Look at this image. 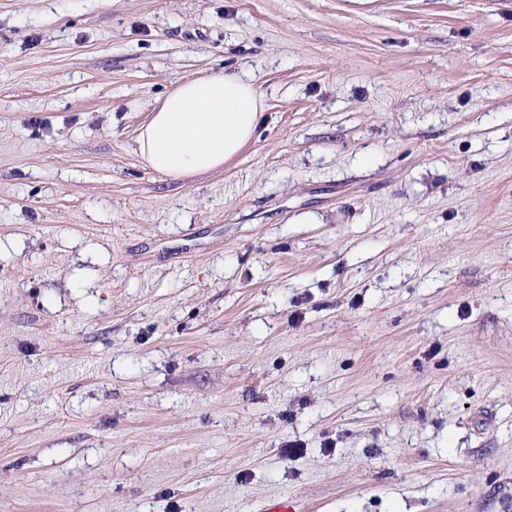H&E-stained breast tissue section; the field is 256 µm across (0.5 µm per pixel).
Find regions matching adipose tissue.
I'll return each instance as SVG.
<instances>
[{
  "label": "adipose tissue",
  "mask_w": 512,
  "mask_h": 512,
  "mask_svg": "<svg viewBox=\"0 0 512 512\" xmlns=\"http://www.w3.org/2000/svg\"><path fill=\"white\" fill-rule=\"evenodd\" d=\"M264 99L239 74L204 73L177 83L135 138L146 166L179 180L223 169L251 141Z\"/></svg>",
  "instance_id": "obj_1"
}]
</instances>
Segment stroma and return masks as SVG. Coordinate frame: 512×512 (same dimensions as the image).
I'll use <instances>...</instances> for the list:
<instances>
[{
	"mask_svg": "<svg viewBox=\"0 0 512 512\" xmlns=\"http://www.w3.org/2000/svg\"><path fill=\"white\" fill-rule=\"evenodd\" d=\"M203 72L265 109L175 181ZM285 497L512 512V0H0V512ZM264 99L240 74L177 83L149 112L135 138L146 166L172 179L221 170L251 141Z\"/></svg>",
	"mask_w": 512,
	"mask_h": 512,
	"instance_id": "1",
	"label": "stroma"
}]
</instances>
